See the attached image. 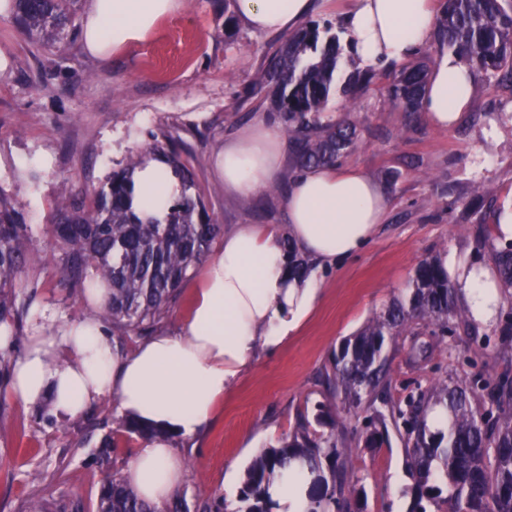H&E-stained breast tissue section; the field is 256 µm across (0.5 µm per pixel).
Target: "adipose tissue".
Wrapping results in <instances>:
<instances>
[{"label": "adipose tissue", "mask_w": 512, "mask_h": 512, "mask_svg": "<svg viewBox=\"0 0 512 512\" xmlns=\"http://www.w3.org/2000/svg\"><path fill=\"white\" fill-rule=\"evenodd\" d=\"M181 0H88L84 43L106 56L148 42L159 20L176 13ZM311 0H236L240 19L259 31H288L304 19ZM435 0H353L350 33L362 62L408 61L432 36ZM476 76L455 55L437 57L426 81L421 110L434 125L454 126L470 108ZM286 141L275 126L256 120L225 140L214 167L226 194L253 196L282 166ZM180 192L168 168L149 162L135 174L134 206L163 220ZM288 224H240L203 263L201 284L179 332L160 331L130 352H121L96 312L107 290L93 286L89 315L47 333L54 316L32 315L33 336L17 358L9 393L29 405L51 398L61 418L109 396L120 414L157 428L192 436L212 419L215 406L261 350L277 349L312 310L318 285L289 279L285 240L302 252L333 263L359 252L387 210L378 183L355 168H311L288 185ZM444 266L476 322L490 324L502 291L490 268L475 256L451 255ZM185 461L167 439L143 440L124 470L148 501L161 504L184 481ZM310 476L297 468L272 487L277 512H305Z\"/></svg>", "instance_id": "obj_1"}]
</instances>
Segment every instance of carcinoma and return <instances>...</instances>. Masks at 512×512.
<instances>
[{
  "label": "carcinoma",
  "mask_w": 512,
  "mask_h": 512,
  "mask_svg": "<svg viewBox=\"0 0 512 512\" xmlns=\"http://www.w3.org/2000/svg\"><path fill=\"white\" fill-rule=\"evenodd\" d=\"M16 29L36 50L73 39L81 0H6ZM435 42L478 71L512 84V0H440L434 22ZM344 55L340 37L327 23L312 20L272 50L258 81L238 93L247 101L272 88V103L296 144L295 168L334 167L358 140L356 124L324 120L330 97L341 91L350 100L366 93L381 74L356 68L336 87ZM428 72L426 56L393 73L390 103L414 115L420 111ZM168 164L184 191L169 208L165 223L145 220L133 209L134 180L145 160ZM177 142L166 137L132 153L123 165L89 188L63 180L46 234L63 247L59 283L86 290L102 282L108 300L102 322L112 324V338L141 335L161 323L190 272L213 251L223 225L209 215ZM32 238L17 194L0 185V328L13 341L25 336V321L39 288L28 267ZM288 275L306 277L310 259L285 240ZM488 252L503 288L512 289V242L495 243L492 235L476 241V258ZM466 323L457 304V288L439 261L417 264L405 295L393 299L356 335L347 338L324 370L328 393L342 397L348 409L366 413L365 443L389 442V426L400 430L406 467L413 480L411 512H512V379L491 388L465 377L436 382L419 390L405 405L388 398L391 384L388 339L430 329L431 336H452ZM436 406L448 411V426L432 430L427 415ZM120 426L142 438L158 430L124 418ZM350 449L335 433H319L300 416L294 432L263 450L249 465L236 512H272L270 484L280 469L299 464L312 475L307 512H362L363 491L349 465ZM97 512H190L175 494L159 507L138 494L123 475L106 474Z\"/></svg>",
  "instance_id": "cac0c4a2"
}]
</instances>
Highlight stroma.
Returning a JSON list of instances; mask_svg holds the SVG:
<instances>
[{
  "label": "stroma",
  "mask_w": 512,
  "mask_h": 512,
  "mask_svg": "<svg viewBox=\"0 0 512 512\" xmlns=\"http://www.w3.org/2000/svg\"><path fill=\"white\" fill-rule=\"evenodd\" d=\"M232 0H182L181 11L160 21L155 37L106 57L86 52L76 37L59 52L31 53L10 15L0 14V186L18 188L34 241L32 266L40 288L32 305L55 309L63 321L84 317L82 293L62 290V250L45 233L62 178L95 185L136 149L174 135L187 151L194 180L216 223L284 227L285 191L295 153L287 151L275 189L248 199L225 195L213 157L225 137L262 118L278 124L270 93L249 102L237 93L252 83L278 34L236 22L225 32ZM326 115H350L360 129L341 167L364 171L383 185V224L357 254L316 268V306L278 350L258 353L251 369L225 395L208 428L194 438L174 436L185 455L180 488L190 512H215L224 479L243 478L253 459L293 433L299 416L315 419L330 408L350 444L364 491L363 512H409L413 481L398 434L381 448L364 445L363 413L343 411L321 374L343 339L354 335L408 287L420 260L470 252L494 208L512 200V87L478 74L473 104L451 129L425 114L408 116L374 87L356 103L332 96ZM483 184V202L473 199ZM499 325L458 331L435 342L426 356L413 339L389 346L390 398L406 400L419 387L453 376L497 381L512 377V356L500 355ZM0 388V512H24L40 498L65 512H96L105 471L123 472L141 438L120 429L113 398L78 416H55L49 400L24 406ZM115 450L108 466L95 460L104 437Z\"/></svg>",
  "instance_id": "1"
}]
</instances>
